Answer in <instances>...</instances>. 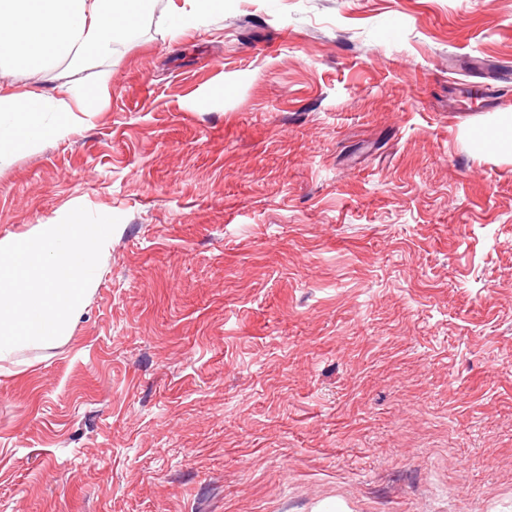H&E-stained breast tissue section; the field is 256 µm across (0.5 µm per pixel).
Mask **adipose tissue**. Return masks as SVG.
I'll return each mask as SVG.
<instances>
[{
	"instance_id": "obj_1",
	"label": "adipose tissue",
	"mask_w": 512,
	"mask_h": 512,
	"mask_svg": "<svg viewBox=\"0 0 512 512\" xmlns=\"http://www.w3.org/2000/svg\"><path fill=\"white\" fill-rule=\"evenodd\" d=\"M152 0H0V70L109 58L136 33ZM70 91L44 95L0 86V168L14 152L68 136Z\"/></svg>"
}]
</instances>
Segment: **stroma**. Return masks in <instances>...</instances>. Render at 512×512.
<instances>
[{
    "label": "stroma",
    "instance_id": "1",
    "mask_svg": "<svg viewBox=\"0 0 512 512\" xmlns=\"http://www.w3.org/2000/svg\"><path fill=\"white\" fill-rule=\"evenodd\" d=\"M154 0L0 170V237L119 217L0 365V512H512V0ZM168 14L176 28L191 24L196 18L201 19L212 10L221 8L223 0H167Z\"/></svg>",
    "mask_w": 512,
    "mask_h": 512
}]
</instances>
